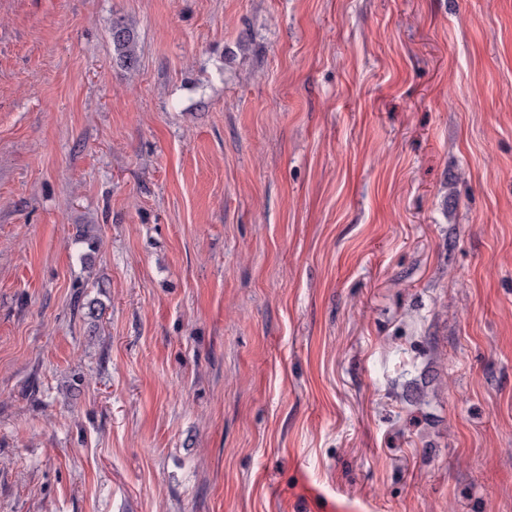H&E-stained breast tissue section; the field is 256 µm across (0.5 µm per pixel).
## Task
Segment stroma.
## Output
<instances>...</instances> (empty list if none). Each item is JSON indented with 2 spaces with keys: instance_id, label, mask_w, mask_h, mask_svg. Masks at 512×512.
I'll return each mask as SVG.
<instances>
[{
  "instance_id": "1",
  "label": "stroma",
  "mask_w": 512,
  "mask_h": 512,
  "mask_svg": "<svg viewBox=\"0 0 512 512\" xmlns=\"http://www.w3.org/2000/svg\"><path fill=\"white\" fill-rule=\"evenodd\" d=\"M307 484L512 512V0H0V512ZM112 44L121 53L123 65L128 70L138 66V56L135 50L134 35L131 29L121 20L112 23Z\"/></svg>"
}]
</instances>
